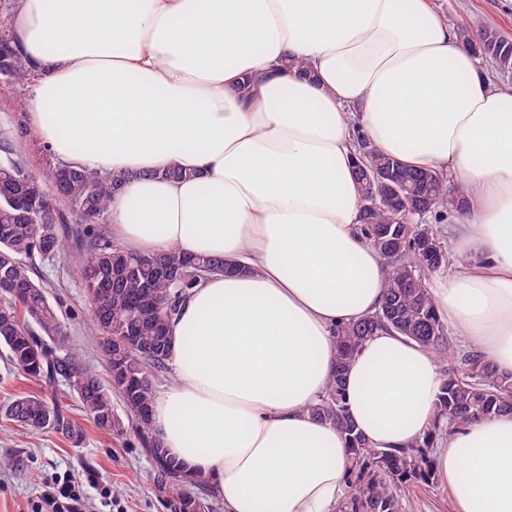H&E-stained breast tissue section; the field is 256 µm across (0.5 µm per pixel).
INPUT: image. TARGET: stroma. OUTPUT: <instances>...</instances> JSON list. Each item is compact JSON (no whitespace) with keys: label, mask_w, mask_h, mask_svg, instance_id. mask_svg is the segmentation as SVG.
I'll return each instance as SVG.
<instances>
[{"label":"stroma","mask_w":512,"mask_h":512,"mask_svg":"<svg viewBox=\"0 0 512 512\" xmlns=\"http://www.w3.org/2000/svg\"><path fill=\"white\" fill-rule=\"evenodd\" d=\"M450 25L488 28L512 38V10L501 0H435ZM35 79L25 83L0 81V135L15 136L14 158L33 174L40 173L55 158L32 133L27 132L24 103ZM37 275L57 307L70 336L73 353L93 367L102 381H109L108 364L90 334L92 313L80 267L70 256L35 263ZM69 414L84 429V439L72 445L60 433L46 431L31 435L13 423L0 419V457L21 460L18 469H0V512H27L44 483L53 474L70 471L93 476L98 484L112 489L113 512H174L166 494L159 491L150 459L145 456L134 433L110 435L88 419L78 399L67 396L65 386L53 390ZM401 494L407 512H453L446 489L439 484L410 482Z\"/></svg>","instance_id":"1"}]
</instances>
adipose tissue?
I'll return each mask as SVG.
<instances>
[{
  "instance_id": "1",
  "label": "adipose tissue",
  "mask_w": 512,
  "mask_h": 512,
  "mask_svg": "<svg viewBox=\"0 0 512 512\" xmlns=\"http://www.w3.org/2000/svg\"><path fill=\"white\" fill-rule=\"evenodd\" d=\"M10 31L39 77L28 126L57 161L123 180L113 241L232 265L181 303L152 407L167 455L224 512H336L348 490V444L311 408L338 327L385 296L357 138L466 187L432 295L512 375V91L491 88L433 0H15ZM343 382L357 431L394 450L431 427L442 376L384 330ZM433 462L454 512H512V413L448 433Z\"/></svg>"
}]
</instances>
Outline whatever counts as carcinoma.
Wrapping results in <instances>:
<instances>
[{
    "mask_svg": "<svg viewBox=\"0 0 512 512\" xmlns=\"http://www.w3.org/2000/svg\"><path fill=\"white\" fill-rule=\"evenodd\" d=\"M461 43L476 58H491L500 71L512 70V40L488 29L457 28ZM0 63L8 64L11 81L23 83L30 73L12 42L0 45ZM361 160L355 178L360 201L388 194L391 202L361 210L367 239L381 254L387 270L385 300L375 313L336 334V372L312 406L314 416L334 425L348 441L354 481L339 512H403L399 485L426 478L432 468L437 437L455 426L512 411V375L499 373L475 350H461L439 320L430 274L448 266L451 249L441 232L429 225L406 224L408 211L429 210L440 222L450 210L466 204L465 188L441 172L418 170L377 152L367 140L357 142ZM19 163H0V347L27 375L48 385L62 383L99 428L118 435L131 422L143 451L154 463V476L176 500L178 512H202L205 499L187 486L207 487L208 479L190 475L168 457L151 426V404L157 382L168 372V326L186 291L212 275L224 273V259L188 256L177 249L160 256L132 253L105 233L86 230L78 241L82 279L92 308L91 335L107 347L110 372L137 382L122 391L70 352V336L46 289L36 279L33 259L64 253V216L70 211L81 224H104L112 195L121 189L109 177L63 163L37 176L41 190L53 198L36 202ZM393 330L430 350L437 361L452 359L458 373L443 380L436 420L422 441L401 451L371 447L357 432L347 411L343 373L359 347L380 330ZM117 394L122 419L113 407ZM0 417L37 434L53 430L71 442L84 431L59 404L34 392H21L0 405Z\"/></svg>",
    "mask_w": 512,
    "mask_h": 512,
    "instance_id": "cac0c4a2",
    "label": "carcinoma"
}]
</instances>
